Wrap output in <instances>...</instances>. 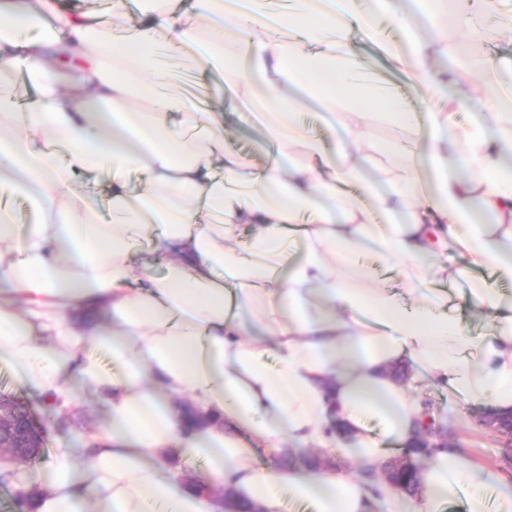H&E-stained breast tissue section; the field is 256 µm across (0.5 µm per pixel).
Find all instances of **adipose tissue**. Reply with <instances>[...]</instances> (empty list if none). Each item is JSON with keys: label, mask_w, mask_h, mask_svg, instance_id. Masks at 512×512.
<instances>
[{"label": "adipose tissue", "mask_w": 512, "mask_h": 512, "mask_svg": "<svg viewBox=\"0 0 512 512\" xmlns=\"http://www.w3.org/2000/svg\"><path fill=\"white\" fill-rule=\"evenodd\" d=\"M198 2L188 15L152 0L120 38L106 15L0 0V115L13 118L0 124V194L36 212L19 224L0 207V366L46 399L75 382L107 408L79 452L31 472L35 504L18 512H443L458 499L512 512V488L488 502V472L453 448L426 458L412 498L360 472L434 417L426 386L512 414V294L473 274L512 282V98L493 91L500 63L470 57L492 11L250 0L237 15ZM360 40L400 66L417 106L381 91ZM165 49L208 72L213 108L188 111ZM480 84L485 111L458 125ZM301 96L339 138L298 123ZM227 110L264 118L254 155L230 147ZM375 115L390 128L381 143L366 131ZM72 165L103 177L111 223H94ZM367 246L401 288L373 281ZM465 307L485 335L468 332ZM311 448L327 465L259 458ZM198 462L205 494L187 487Z\"/></svg>", "instance_id": "adipose-tissue-1"}]
</instances>
